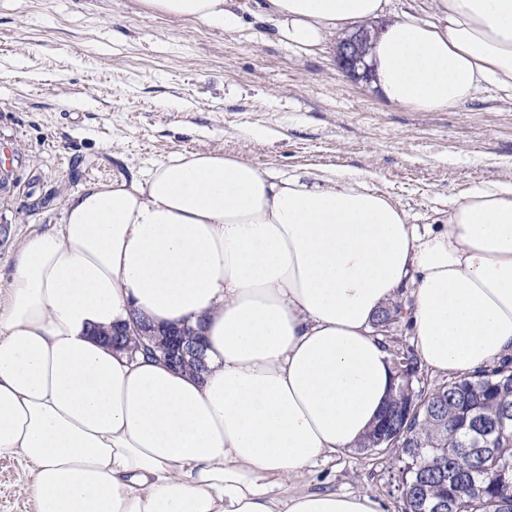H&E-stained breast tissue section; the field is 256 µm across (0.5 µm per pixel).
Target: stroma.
I'll return each instance as SVG.
<instances>
[{
    "label": "stroma",
    "instance_id": "35a3bbf8",
    "mask_svg": "<svg viewBox=\"0 0 512 512\" xmlns=\"http://www.w3.org/2000/svg\"><path fill=\"white\" fill-rule=\"evenodd\" d=\"M252 22L235 33L147 13L143 0H0V291L13 254L59 223L90 182L141 177L186 153L260 170H333L390 194L410 223H438L474 186L512 182V91L486 86L443 112L390 105L336 65ZM393 448L327 455L295 492L353 493L401 512ZM31 478L0 456V512H36Z\"/></svg>",
    "mask_w": 512,
    "mask_h": 512
}]
</instances>
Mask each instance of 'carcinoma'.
<instances>
[{"label": "carcinoma", "mask_w": 512, "mask_h": 512, "mask_svg": "<svg viewBox=\"0 0 512 512\" xmlns=\"http://www.w3.org/2000/svg\"><path fill=\"white\" fill-rule=\"evenodd\" d=\"M399 312L396 302L382 309L374 329L386 331ZM412 397L419 410L397 437L402 512H512V370L459 376L424 398L394 388L359 450H374L383 421Z\"/></svg>", "instance_id": "carcinoma-1"}]
</instances>
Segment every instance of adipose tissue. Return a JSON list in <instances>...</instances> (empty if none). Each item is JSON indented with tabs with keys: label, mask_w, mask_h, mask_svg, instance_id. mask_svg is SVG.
Masks as SVG:
<instances>
[{
	"label": "adipose tissue",
	"mask_w": 512,
	"mask_h": 512,
	"mask_svg": "<svg viewBox=\"0 0 512 512\" xmlns=\"http://www.w3.org/2000/svg\"><path fill=\"white\" fill-rule=\"evenodd\" d=\"M308 56L385 19L368 61L393 105L445 111L512 90V0H144ZM410 289L436 374L512 356V182L470 190L439 227L333 171L280 178L220 151L91 183L26 238L0 299V455L20 458L37 512H383L366 496L287 494L355 447L391 390L374 316ZM202 324L199 378L119 353L132 314Z\"/></svg>",
	"instance_id": "obj_1"
}]
</instances>
